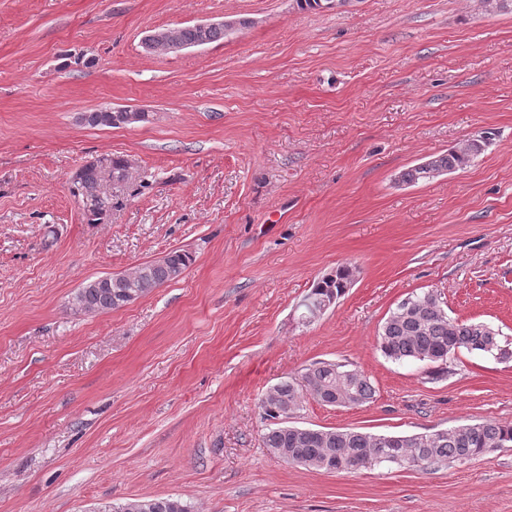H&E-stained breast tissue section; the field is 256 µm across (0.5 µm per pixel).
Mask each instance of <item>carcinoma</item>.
I'll use <instances>...</instances> for the list:
<instances>
[{
    "mask_svg": "<svg viewBox=\"0 0 512 512\" xmlns=\"http://www.w3.org/2000/svg\"><path fill=\"white\" fill-rule=\"evenodd\" d=\"M354 0H296L302 9H342ZM178 36L186 44L207 45L226 37L217 27L189 25L179 28ZM90 126H119L128 121L105 110L83 115ZM490 143L481 136L464 147H453L428 160L405 169L400 179L406 184L433 179L444 173L469 167ZM110 169L90 162L78 170L71 193L81 199L90 224H99L112 211V186L128 181L125 158H109ZM193 261L184 250H172L161 260L138 266L129 273L87 280L75 292L72 302L83 313L107 312L124 307L154 289L178 279ZM353 267L341 265L324 275L311 288L306 299L322 304L339 300L352 285ZM380 350L385 357L419 361L429 365L435 379L448 374V362L462 350L491 356L501 363L512 362V342L501 338L483 322L451 318L441 306L437 294L426 292L403 300L385 319ZM311 392L330 406H359L370 402L375 389L369 378L339 362L317 361L301 374V381L284 380L273 386L261 400L260 408L269 427L263 435L264 447L274 456L313 470L338 472L383 462L403 467L444 465L467 462L498 448L512 447V425L491 421L464 424L430 433L408 436L370 435L355 430L303 428L288 424L296 411L300 391ZM91 512H190L180 498H133L114 506L101 503Z\"/></svg>",
    "mask_w": 512,
    "mask_h": 512,
    "instance_id": "carcinoma-1",
    "label": "carcinoma"
}]
</instances>
